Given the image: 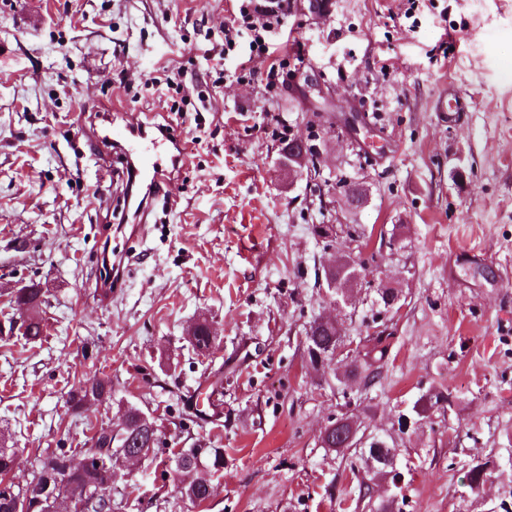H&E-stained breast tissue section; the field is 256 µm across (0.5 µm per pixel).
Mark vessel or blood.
<instances>
[{
	"label": "vessel or blood",
	"instance_id": "obj_1",
	"mask_svg": "<svg viewBox=\"0 0 512 512\" xmlns=\"http://www.w3.org/2000/svg\"><path fill=\"white\" fill-rule=\"evenodd\" d=\"M471 106V101L448 89L440 95L436 110L441 122L454 125ZM112 144L126 160L132 162L134 176L156 188L168 184L169 165L185 160L189 152L188 145L177 130L170 128L161 134H151L142 123L113 124Z\"/></svg>",
	"mask_w": 512,
	"mask_h": 512
}]
</instances>
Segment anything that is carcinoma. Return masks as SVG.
Segmentation results:
<instances>
[{
  "label": "carcinoma",
  "mask_w": 512,
  "mask_h": 512,
  "mask_svg": "<svg viewBox=\"0 0 512 512\" xmlns=\"http://www.w3.org/2000/svg\"><path fill=\"white\" fill-rule=\"evenodd\" d=\"M45 291L36 284L18 289L10 305L25 308L28 317L23 324L21 337L27 343H34L43 334V309L46 304ZM189 344L198 352L206 354L215 347V337L210 334V325L207 321L197 322L187 336ZM305 342L310 364L314 369L329 374L336 384L343 385L341 376L350 373L357 377L362 386L369 389L381 375L387 357L389 340L385 336H366L359 339L356 356L352 363L336 360L333 355L336 351V328L314 320L306 329ZM105 397L112 398V380L108 375L96 378V387L87 389L84 381L71 387L67 392L66 402L70 410L79 415L85 409L89 399ZM447 397L441 393H433L420 399V408L416 410L421 416L432 409H440ZM138 407L132 405L128 408L126 426L117 430L110 425L90 427L91 436L84 442L79 450L70 448H55L47 450L36 456L31 462L37 475L39 491L32 495L28 512H49L51 503L48 499H66L68 497H82L102 487H112L115 476H125L122 465L119 464V449L125 448L129 452L140 453L142 458L148 459L155 454L159 447L158 432H148L140 424L136 414ZM104 450L108 452V465L96 467L94 465H79L76 458L92 451ZM395 450L383 438H371L364 446L354 449L360 459H365L376 452L387 455ZM203 460L212 474L224 473V449L214 448L205 439L196 438L190 447L181 448L176 454L175 468L173 469V491L187 500L191 505L199 507L208 503L214 495V486L211 482L203 483L197 472V461ZM15 452L0 443V512H16V500L20 496V489L15 487L10 479V473L15 468ZM119 503L110 498H89L85 502V512H114Z\"/></svg>",
  "instance_id": "obj_1"
}]
</instances>
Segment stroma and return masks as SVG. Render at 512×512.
Wrapping results in <instances>:
<instances>
[{
    "mask_svg": "<svg viewBox=\"0 0 512 512\" xmlns=\"http://www.w3.org/2000/svg\"><path fill=\"white\" fill-rule=\"evenodd\" d=\"M236 12L235 0H0V307L31 283L49 301L40 341L0 342L13 479L46 449L82 447L66 393L104 373L111 400L80 418L115 425L134 405L160 436L112 491L125 512H197L170 474L198 436L224 451L207 512H512V0L297 6L270 54L243 30L224 57ZM178 69L180 90L146 88ZM450 84L473 100L458 126L432 110ZM116 101L152 124L174 123L177 106L201 113L178 124L200 142L137 235L127 182L100 188L101 161L123 165L102 140ZM290 138L320 148V192L280 170ZM346 179L366 188L362 208H344ZM316 224L339 225L333 246ZM106 245L125 282L103 302ZM362 249L378 259L353 304H326L315 272ZM383 281L403 296L378 316ZM323 315L349 340L391 333L369 391L309 365L305 332ZM202 319L216 335L205 356L185 340ZM433 389L450 406L418 418ZM339 413L400 448L399 487L367 508L363 463L321 443ZM479 462L491 478L475 495Z\"/></svg>",
    "mask_w": 512,
    "mask_h": 512,
    "instance_id": "stroma-1",
    "label": "stroma"
}]
</instances>
